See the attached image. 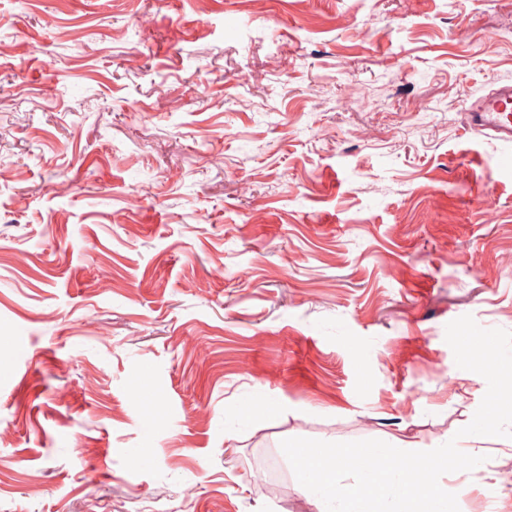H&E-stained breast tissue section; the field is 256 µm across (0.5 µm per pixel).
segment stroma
<instances>
[{"mask_svg":"<svg viewBox=\"0 0 512 512\" xmlns=\"http://www.w3.org/2000/svg\"><path fill=\"white\" fill-rule=\"evenodd\" d=\"M0 13V512H318L294 437L457 439L460 512H512L445 341L512 331V145L465 114L512 0Z\"/></svg>","mask_w":512,"mask_h":512,"instance_id":"stroma-1","label":"stroma"}]
</instances>
